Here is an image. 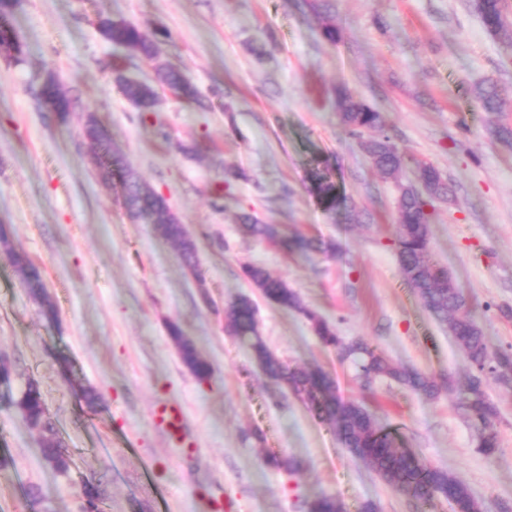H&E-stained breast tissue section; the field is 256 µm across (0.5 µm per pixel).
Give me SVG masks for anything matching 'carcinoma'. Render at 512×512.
<instances>
[{"instance_id": "carcinoma-1", "label": "carcinoma", "mask_w": 512, "mask_h": 512, "mask_svg": "<svg viewBox=\"0 0 512 512\" xmlns=\"http://www.w3.org/2000/svg\"><path fill=\"white\" fill-rule=\"evenodd\" d=\"M322 7L319 0H310L309 8L321 23L322 35L334 42L336 26L324 16ZM481 19L485 28L493 34L506 30L512 24L499 20V4L494 0L485 4ZM99 31L105 40L133 54L148 60L158 55L156 43L131 24L103 16L99 19ZM158 77L161 83L178 91L184 100L201 104L195 88L178 72L161 69ZM117 82L123 96L135 103L141 111L149 112L153 109L157 100L154 88L124 76L118 77ZM475 95L485 111L496 112L500 108L502 91L496 84L484 83L477 86ZM39 96L61 115L67 114L69 101L53 79L44 82ZM337 103L342 121L352 135L360 137L366 131L377 132V135L363 142V148L377 172L384 177L398 173L406 165V160L385 133L381 114L346 92L339 93ZM83 132L95 148L102 177L119 187L122 203L129 215L155 225V230L162 237L176 242L185 267L197 280H202L196 259V244L185 237L179 218L164 198L148 187L125 163L114 149L112 137L95 117L87 118ZM415 167L416 183L401 187L397 201L400 273L422 306L434 318L449 322L451 335L475 370L458 387L454 380H448V390L459 389L462 406L478 429L477 448L484 455L491 456L496 452L497 438L489 425L497 417L498 411L485 394L482 374L490 371L503 382L511 380L512 354L499 352L490 356L489 346L470 312L463 290L432 253L429 245V217L425 207L433 200L448 199L452 189L434 165L417 162ZM313 191L326 209H336V186L328 176L313 173ZM241 223L244 233L248 235L271 241L279 238V230L275 225L262 224L250 214L242 215ZM11 258L25 287L33 297L41 298L43 281L38 267L16 252L11 253ZM243 273L271 303L302 313L323 345L353 358L364 384L369 385L378 378H386L427 399L439 395L440 387L425 373L394 363L383 352L363 341L344 342L332 324L302 305L297 292L286 282L271 277L257 266L246 265ZM224 319L227 332L246 344L265 375L285 384L309 405L319 419L333 424L350 454L385 483L421 505L443 498L448 501L453 512H483L481 500L465 483L445 469L423 463L411 450L398 447L395 435L380 427L374 415L363 405L336 397L335 380L327 372L319 367L292 368L274 355L258 331L254 306L249 297L240 296L229 304L224 310ZM169 334L187 368L199 380H208L211 376L210 364L199 355L192 340L176 324L169 325ZM16 406L27 425L39 430L43 436L42 453L45 460L56 470L67 472L70 457L65 454L56 437L55 422L49 416L35 383L27 384ZM83 497L82 512H99L101 491L97 486L85 485ZM309 512H342V505L335 497L322 495L310 503Z\"/></svg>"}]
</instances>
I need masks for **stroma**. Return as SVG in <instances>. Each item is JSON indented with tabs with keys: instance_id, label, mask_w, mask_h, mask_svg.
<instances>
[{
	"instance_id": "stroma-1",
	"label": "stroma",
	"mask_w": 512,
	"mask_h": 512,
	"mask_svg": "<svg viewBox=\"0 0 512 512\" xmlns=\"http://www.w3.org/2000/svg\"><path fill=\"white\" fill-rule=\"evenodd\" d=\"M338 32L321 35L305 0H14L0 22L24 46L0 54V512H80L82 488L105 494L101 512H308L336 497L343 512H451L420 506L352 458L331 425L271 381L224 330V309L249 297L268 348L291 367H321L336 393L364 405L425 463L452 472L484 512H512V386L484 378L498 416V451L476 446L457 396L425 399L395 383L363 388L351 360L323 346L298 312L269 302L244 277L254 265L285 281L303 304L394 362L436 381L471 370L446 323L403 280L396 198L413 161L433 164L453 189L431 201L430 247L468 297L491 352H512V42L489 33L472 0H324ZM140 28L157 59L105 41L99 15ZM180 72L196 107L160 84ZM157 92L143 112L117 76ZM54 77L70 101L60 120L38 96ZM504 89L488 113L475 85ZM345 91L385 118L409 164L385 179L343 124ZM96 116L127 164L162 195L197 247L203 281L153 225L132 219L99 175L83 135ZM336 184L335 210L311 191L314 171ZM250 213L326 243L306 255L239 229ZM40 267L33 298L10 258ZM177 323L211 365L199 380L167 326ZM37 382L71 459L42 456V439L15 402ZM98 396L87 405L84 389ZM182 407L184 439L168 440L153 410ZM263 441L253 438V431ZM300 462L274 467L269 454ZM41 489L33 502L29 487Z\"/></svg>"
}]
</instances>
